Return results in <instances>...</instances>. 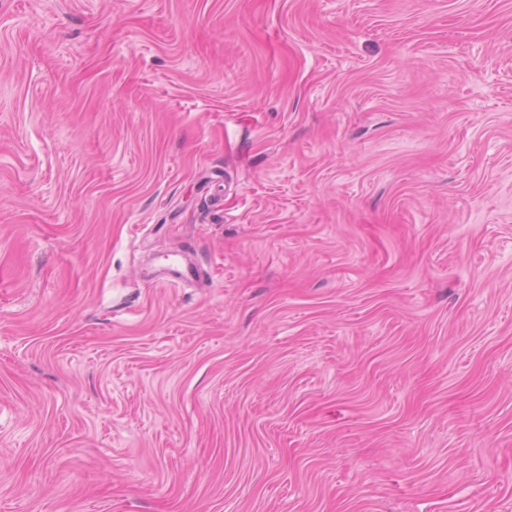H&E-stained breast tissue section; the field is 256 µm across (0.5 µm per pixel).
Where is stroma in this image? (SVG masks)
<instances>
[{
    "label": "stroma",
    "mask_w": 512,
    "mask_h": 512,
    "mask_svg": "<svg viewBox=\"0 0 512 512\" xmlns=\"http://www.w3.org/2000/svg\"><path fill=\"white\" fill-rule=\"evenodd\" d=\"M0 512H512V0H0Z\"/></svg>",
    "instance_id": "obj_1"
}]
</instances>
